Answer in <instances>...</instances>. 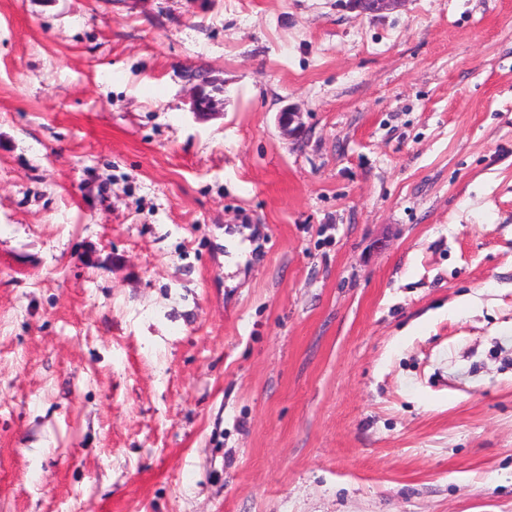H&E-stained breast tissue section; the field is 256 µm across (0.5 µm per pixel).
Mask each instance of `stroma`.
Listing matches in <instances>:
<instances>
[{"label":"stroma","instance_id":"1","mask_svg":"<svg viewBox=\"0 0 512 512\" xmlns=\"http://www.w3.org/2000/svg\"><path fill=\"white\" fill-rule=\"evenodd\" d=\"M0 512H512V0H0Z\"/></svg>","mask_w":512,"mask_h":512}]
</instances>
